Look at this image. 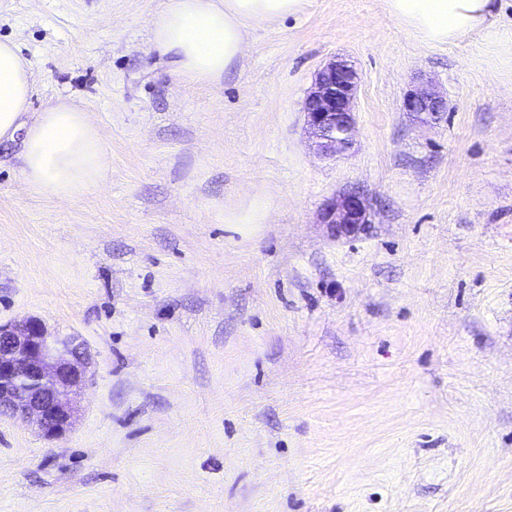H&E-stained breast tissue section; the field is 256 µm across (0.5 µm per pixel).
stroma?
Instances as JSON below:
<instances>
[{
  "instance_id": "1",
  "label": "stroma",
  "mask_w": 512,
  "mask_h": 512,
  "mask_svg": "<svg viewBox=\"0 0 512 512\" xmlns=\"http://www.w3.org/2000/svg\"><path fill=\"white\" fill-rule=\"evenodd\" d=\"M163 4L0 0L31 111L84 107L110 161L65 201L0 143V323L91 356L62 436L0 415V512H512V67L304 0L189 84ZM337 57L357 141L326 159L304 105ZM427 82L433 125L402 109ZM349 193L371 222L339 239L318 215Z\"/></svg>"
}]
</instances>
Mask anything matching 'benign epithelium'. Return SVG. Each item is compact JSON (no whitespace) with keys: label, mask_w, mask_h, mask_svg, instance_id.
<instances>
[{"label":"benign epithelium","mask_w":512,"mask_h":512,"mask_svg":"<svg viewBox=\"0 0 512 512\" xmlns=\"http://www.w3.org/2000/svg\"><path fill=\"white\" fill-rule=\"evenodd\" d=\"M360 81L355 66L345 59L317 72L305 114L319 155L338 157L353 147ZM403 107L420 122L433 123L446 112V101L419 86L405 96ZM319 223L338 236H351L370 223L368 202L355 193L343 195L324 209ZM88 368L83 346L73 338L49 335L40 320L0 323V414L32 423L48 438L62 435L73 424L72 397L85 385Z\"/></svg>","instance_id":"obj_1"}]
</instances>
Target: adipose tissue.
<instances>
[{"mask_svg": "<svg viewBox=\"0 0 512 512\" xmlns=\"http://www.w3.org/2000/svg\"><path fill=\"white\" fill-rule=\"evenodd\" d=\"M390 14L427 45L453 44L495 27V0H386ZM301 0H167L150 19L152 44L183 80L216 83L242 60L247 25L299 12ZM31 67L0 39V142L20 140L21 174L37 194L73 200L103 184L108 170L98 129L83 108L59 101L30 115Z\"/></svg>", "mask_w": 512, "mask_h": 512, "instance_id": "obj_1", "label": "adipose tissue"}]
</instances>
